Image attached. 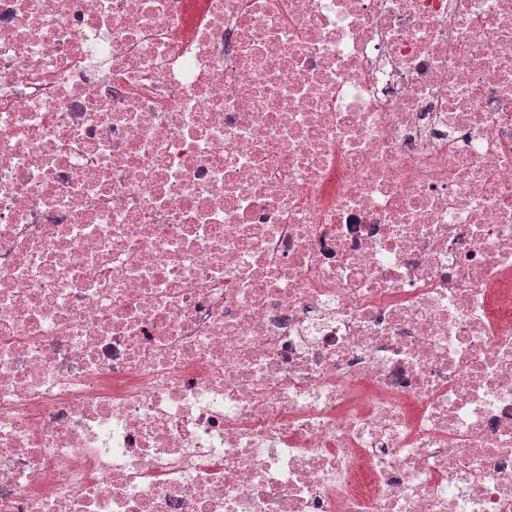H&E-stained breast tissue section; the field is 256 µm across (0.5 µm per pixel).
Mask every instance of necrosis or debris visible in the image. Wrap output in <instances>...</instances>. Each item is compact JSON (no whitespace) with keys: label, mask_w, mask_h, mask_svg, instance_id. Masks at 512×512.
<instances>
[{"label":"necrosis or debris","mask_w":512,"mask_h":512,"mask_svg":"<svg viewBox=\"0 0 512 512\" xmlns=\"http://www.w3.org/2000/svg\"><path fill=\"white\" fill-rule=\"evenodd\" d=\"M0 512H512V0H0Z\"/></svg>","instance_id":"1"}]
</instances>
